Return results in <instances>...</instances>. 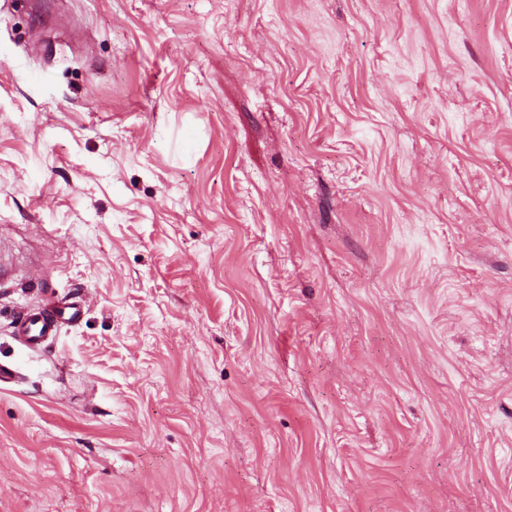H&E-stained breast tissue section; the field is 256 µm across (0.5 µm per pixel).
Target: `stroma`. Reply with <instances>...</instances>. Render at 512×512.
Returning a JSON list of instances; mask_svg holds the SVG:
<instances>
[{"label":"stroma","instance_id":"obj_1","mask_svg":"<svg viewBox=\"0 0 512 512\" xmlns=\"http://www.w3.org/2000/svg\"><path fill=\"white\" fill-rule=\"evenodd\" d=\"M0 365V512H512V0H0ZM83 308V300H73L66 296L31 308L26 311L17 335L21 336L23 343L29 348L39 349L56 336L60 325L79 319Z\"/></svg>","mask_w":512,"mask_h":512}]
</instances>
